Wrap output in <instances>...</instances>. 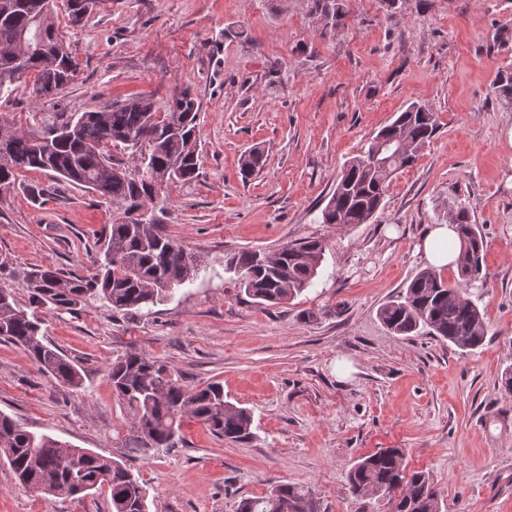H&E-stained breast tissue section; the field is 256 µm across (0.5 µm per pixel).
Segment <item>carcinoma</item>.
Returning a JSON list of instances; mask_svg holds the SVG:
<instances>
[{
  "instance_id": "cac0c4a2",
  "label": "carcinoma",
  "mask_w": 512,
  "mask_h": 512,
  "mask_svg": "<svg viewBox=\"0 0 512 512\" xmlns=\"http://www.w3.org/2000/svg\"><path fill=\"white\" fill-rule=\"evenodd\" d=\"M0 17V47L16 44L25 51L14 67L0 62V94L14 82L34 75L35 86L46 94L63 90L73 79L78 62L52 22L41 14L42 0H11ZM97 0H66L71 26H79ZM319 15L331 25L346 16L337 0H316ZM494 92L512 100V70L498 71ZM200 104L185 89L158 112L143 97L126 100L103 111L32 112L33 126L0 135V189L8 188L22 172H52L124 207L122 221L111 225L89 276L66 275L42 269L26 275L32 312L21 308L12 291L0 288V338L25 349L44 373L72 388L81 386L77 367L46 337L38 316L72 311L94 297L115 313H136L166 301L178 287L193 281L199 271L194 255L177 240L162 234L149 213L164 209L163 184L194 179L199 168L197 133ZM437 115L427 105L412 104L372 138L367 149L344 165L326 206L323 224H366L381 208L389 179L412 166L422 148L435 136ZM263 154L249 150L240 161L244 175L261 167ZM456 224L459 279L449 282L433 270L418 272L396 300L379 316L396 336L421 329L457 348L474 350L483 344L486 326L479 307L465 296L466 288L485 278L484 237L460 203L449 208ZM325 244L317 239L281 246L275 256L242 250L227 259L239 290L261 305H276L303 293L318 274ZM112 391L126 411L131 435L122 457L76 448L47 434L26 429L0 413V462L18 482L48 495L80 498L107 488L112 512H147V497L139 479L124 461L145 457L180 441L184 419H192L231 442L253 436L251 412L224 399L218 382L188 388L172 378L165 365L141 353H126L108 370ZM401 448H381L361 457L347 475L356 498L387 500L391 512H440L438 494L424 471L408 472ZM236 512H318L311 490L301 484L280 483L264 496L244 498Z\"/></svg>"
}]
</instances>
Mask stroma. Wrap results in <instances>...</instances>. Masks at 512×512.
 <instances>
[{
    "instance_id": "35a3bbf8",
    "label": "stroma",
    "mask_w": 512,
    "mask_h": 512,
    "mask_svg": "<svg viewBox=\"0 0 512 512\" xmlns=\"http://www.w3.org/2000/svg\"><path fill=\"white\" fill-rule=\"evenodd\" d=\"M323 29L314 0H103L82 28L58 32L80 66L70 85L35 97L14 83L0 113L92 112L132 97L164 105L188 88L201 104L197 177L175 182L159 220L200 264L193 283L151 310L117 314L90 298L47 315L48 338L76 365L72 388L0 340V412L31 431L118 455L126 415L108 369L138 351L193 388L221 383L253 415L236 443L185 421L184 442L131 460L148 512H236L277 483L312 490L320 512H390L350 496L363 456L400 448L429 473L441 512H512V102L497 98L512 67V0H344ZM439 129L389 181L365 224L320 213L343 165L410 104ZM264 164L250 178L240 157ZM464 203L487 242L483 286L469 289L487 327L463 352L426 334L396 336L378 317L428 263V230ZM122 208L41 172L0 191V285L28 306L25 273L80 275ZM307 238L325 242L313 284L274 306L240 293L227 258ZM21 486L0 464V512H110Z\"/></svg>"
}]
</instances>
